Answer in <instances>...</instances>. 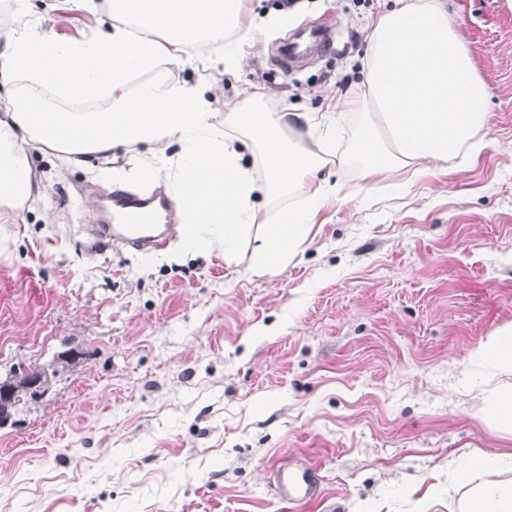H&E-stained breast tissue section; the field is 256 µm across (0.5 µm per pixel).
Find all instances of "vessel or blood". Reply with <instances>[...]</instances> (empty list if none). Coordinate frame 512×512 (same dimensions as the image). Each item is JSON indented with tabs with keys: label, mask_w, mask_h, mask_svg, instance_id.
<instances>
[{
	"label": "vessel or blood",
	"mask_w": 512,
	"mask_h": 512,
	"mask_svg": "<svg viewBox=\"0 0 512 512\" xmlns=\"http://www.w3.org/2000/svg\"><path fill=\"white\" fill-rule=\"evenodd\" d=\"M329 41V34L323 27H315L308 34L307 45L295 41H284L278 47L283 64H290L303 52L304 47L323 49ZM116 205L126 218L122 224H97L92 229L93 237L99 242L120 245L137 250H164L168 243L166 232L139 224L140 216L154 210L172 213L176 205L164 196L143 198L128 194L117 197ZM274 480L280 502L288 507L314 501L319 492V469L311 462H296L279 466L274 472Z\"/></svg>",
	"instance_id": "vessel-or-blood-1"
}]
</instances>
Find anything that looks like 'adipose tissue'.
<instances>
[{
	"instance_id": "obj_1",
	"label": "adipose tissue",
	"mask_w": 512,
	"mask_h": 512,
	"mask_svg": "<svg viewBox=\"0 0 512 512\" xmlns=\"http://www.w3.org/2000/svg\"><path fill=\"white\" fill-rule=\"evenodd\" d=\"M110 23L76 40L49 32L0 30V211L21 218L44 192L32 149L73 163L100 159L118 184L165 180L190 251H223L237 262L251 247L253 272L287 266L305 248L316 219L341 186L328 162L358 166L366 183L397 170L447 172L486 144V96L445 0H394L368 24L360 95L325 112H270L265 93L242 89L216 116L210 82L171 79L173 63L202 60L212 74H235L255 39L253 0H108ZM108 102L102 112L85 103ZM361 123L336 149L344 113ZM174 153H167L169 144ZM143 151L133 168L116 150ZM473 372L492 389L474 415L512 438V322L476 349ZM491 461L448 471L450 512H512V480L488 478Z\"/></svg>"
}]
</instances>
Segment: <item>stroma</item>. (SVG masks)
<instances>
[{
    "label": "stroma",
    "mask_w": 512,
    "mask_h": 512,
    "mask_svg": "<svg viewBox=\"0 0 512 512\" xmlns=\"http://www.w3.org/2000/svg\"><path fill=\"white\" fill-rule=\"evenodd\" d=\"M80 0H29L27 22L77 39L108 16ZM391 0H294L221 78L213 110L267 91V110L323 112L361 80L367 24ZM486 88L490 144L444 173L389 175L323 209L288 267L228 265L90 246L122 187L32 151L44 196L0 222V379L11 367L80 356L16 427L0 429V512H285L273 470L309 459L307 512H448V464L512 453L474 417L480 339L512 320V0H447ZM322 25L331 40L282 69L277 45Z\"/></svg>",
    "instance_id": "obj_1"
}]
</instances>
